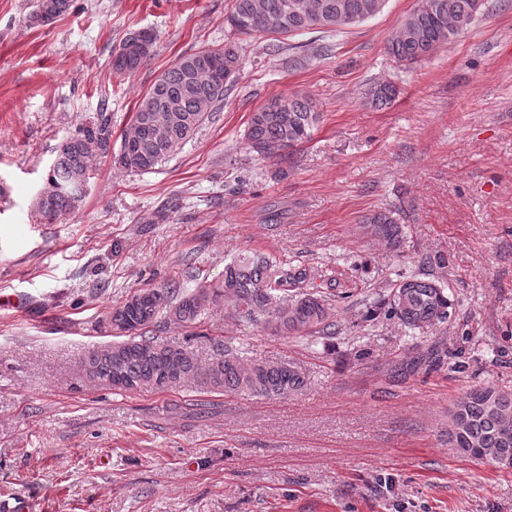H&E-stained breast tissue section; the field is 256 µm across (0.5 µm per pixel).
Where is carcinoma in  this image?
Returning <instances> with one entry per match:
<instances>
[{
	"instance_id": "1",
	"label": "carcinoma",
	"mask_w": 512,
	"mask_h": 512,
	"mask_svg": "<svg viewBox=\"0 0 512 512\" xmlns=\"http://www.w3.org/2000/svg\"><path fill=\"white\" fill-rule=\"evenodd\" d=\"M386 0H231L228 24L240 35L273 40L297 32H340L379 15ZM70 0H38L32 17L46 24L64 14ZM483 0H418L394 28L387 52L401 67H412L454 37L470 29L482 13ZM140 30L128 33L112 54V70L126 74L151 56L155 38L142 41ZM129 46L137 50L124 54ZM240 67L235 44L201 49L177 57L138 103L131 120L132 144L121 142L113 163L131 172H150L175 155L224 101ZM397 93L387 82L366 93L374 108ZM318 120L306 97L275 98L252 112L246 139L253 152L281 163L288 151L311 138ZM112 137L109 117L84 127L56 150L42 192L36 197L39 220L52 223L79 206L85 197L95 158L107 156ZM360 223L388 248L396 249L403 228L395 212L380 210ZM222 302L241 323L262 325L278 335H336L337 299L332 288L306 285L303 274L280 275L276 259L251 253L224 265V278L192 289L178 285L140 290L112 310L109 325L117 340L89 349L75 363L89 385L124 392L173 390L191 384L200 392L286 397L307 386L303 373L288 362L253 363L218 345L209 363L200 365L186 348L157 341L161 327L174 323L195 329L211 306ZM386 314L411 330H427L448 320L451 301L436 280L416 276L397 280L384 298ZM448 444L461 455L503 469L512 468V392L475 385L448 408Z\"/></svg>"
}]
</instances>
